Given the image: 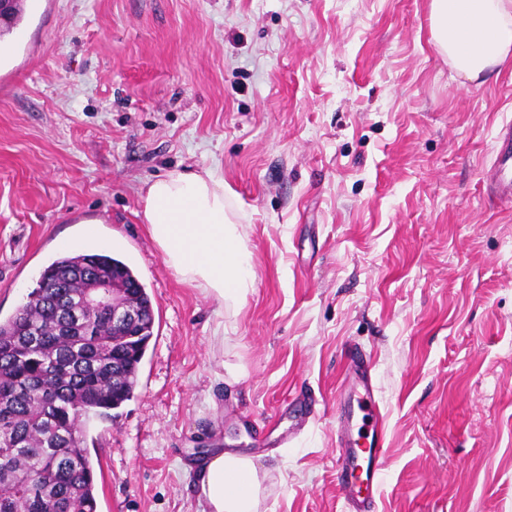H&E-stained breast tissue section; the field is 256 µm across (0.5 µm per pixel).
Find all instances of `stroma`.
Listing matches in <instances>:
<instances>
[{"label": "stroma", "mask_w": 512, "mask_h": 512, "mask_svg": "<svg viewBox=\"0 0 512 512\" xmlns=\"http://www.w3.org/2000/svg\"><path fill=\"white\" fill-rule=\"evenodd\" d=\"M429 11L27 0L0 37V317L78 250L154 307L133 397L87 429L98 512H204L213 448L256 461L257 512H342L354 349L387 416L379 512H512V203L484 185L512 61L461 86ZM188 169L223 176L252 257L222 307L146 229V185Z\"/></svg>", "instance_id": "35a3bbf8"}]
</instances>
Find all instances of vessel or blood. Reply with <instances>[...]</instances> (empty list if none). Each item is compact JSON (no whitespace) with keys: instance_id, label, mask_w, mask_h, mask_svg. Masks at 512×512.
Masks as SVG:
<instances>
[{"instance_id":"b4317fda","label":"vessel or blood","mask_w":512,"mask_h":512,"mask_svg":"<svg viewBox=\"0 0 512 512\" xmlns=\"http://www.w3.org/2000/svg\"><path fill=\"white\" fill-rule=\"evenodd\" d=\"M344 412V423H351L355 407L375 404L376 391L372 382V366L365 357H356L351 367V385ZM343 459L338 476V489L350 512H378V489L385 472L386 435L374 431L365 443L340 441Z\"/></svg>"}]
</instances>
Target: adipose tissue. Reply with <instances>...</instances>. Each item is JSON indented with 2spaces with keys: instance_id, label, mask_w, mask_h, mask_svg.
I'll list each match as a JSON object with an SVG mask.
<instances>
[{
  "instance_id": "ef3b65f1",
  "label": "adipose tissue",
  "mask_w": 512,
  "mask_h": 512,
  "mask_svg": "<svg viewBox=\"0 0 512 512\" xmlns=\"http://www.w3.org/2000/svg\"><path fill=\"white\" fill-rule=\"evenodd\" d=\"M430 35L461 84L483 83L512 58V0H430ZM144 201L148 233L181 282L220 303L252 288L251 255L227 210L221 176L174 171L148 184ZM196 485L208 512H256L261 482L248 456L209 452L197 463Z\"/></svg>"
}]
</instances>
